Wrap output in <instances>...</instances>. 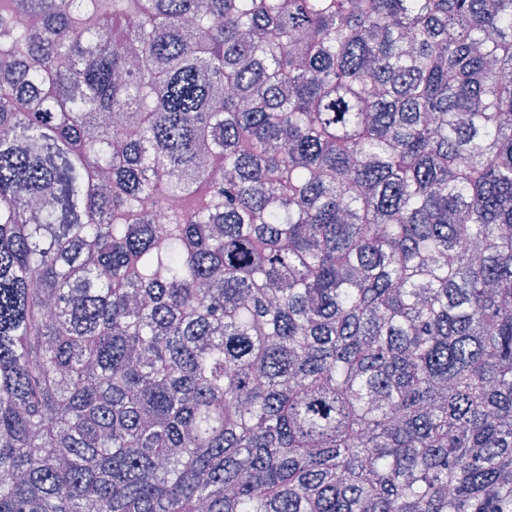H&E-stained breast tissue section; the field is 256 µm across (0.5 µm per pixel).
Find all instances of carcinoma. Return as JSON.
<instances>
[{
	"label": "carcinoma",
	"instance_id": "carcinoma-1",
	"mask_svg": "<svg viewBox=\"0 0 512 512\" xmlns=\"http://www.w3.org/2000/svg\"><path fill=\"white\" fill-rule=\"evenodd\" d=\"M0 512H512V0H0Z\"/></svg>",
	"mask_w": 512,
	"mask_h": 512
}]
</instances>
